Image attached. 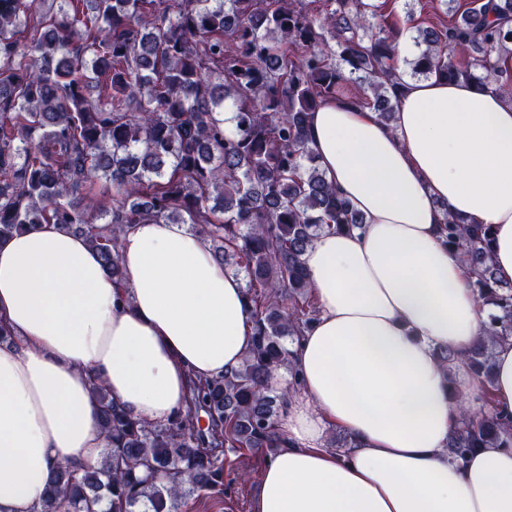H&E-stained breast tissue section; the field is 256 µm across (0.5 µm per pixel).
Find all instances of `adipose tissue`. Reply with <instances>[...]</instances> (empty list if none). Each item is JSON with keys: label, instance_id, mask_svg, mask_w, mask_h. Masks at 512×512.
Segmentation results:
<instances>
[{"label": "adipose tissue", "instance_id": "ef3b65f1", "mask_svg": "<svg viewBox=\"0 0 512 512\" xmlns=\"http://www.w3.org/2000/svg\"><path fill=\"white\" fill-rule=\"evenodd\" d=\"M316 161L363 216L303 259L316 319L292 345L297 382L249 512H512V448L452 459L455 400L512 414V339L491 382L467 353L488 322L446 213L495 231L512 282V101L475 81L410 82L392 124L332 100L313 113ZM113 284L86 236L42 224L0 243V512H36L60 462L99 464L106 441L91 378L136 419L167 423L189 376L237 368L252 343L239 277L185 224H133ZM457 359L442 366L438 348ZM349 434L347 449L327 444Z\"/></svg>", "mask_w": 512, "mask_h": 512}]
</instances>
